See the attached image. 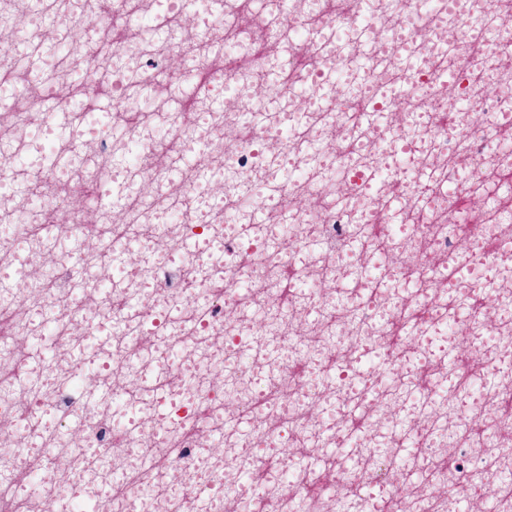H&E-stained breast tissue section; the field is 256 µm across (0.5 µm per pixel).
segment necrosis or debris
Returning a JSON list of instances; mask_svg holds the SVG:
<instances>
[{
  "label": "necrosis or debris",
  "instance_id": "obj_1",
  "mask_svg": "<svg viewBox=\"0 0 512 512\" xmlns=\"http://www.w3.org/2000/svg\"><path fill=\"white\" fill-rule=\"evenodd\" d=\"M500 8L271 0L292 41L282 60L259 51L262 21L232 24L210 0H0L20 20L17 44L55 21L41 51L71 87L60 97L0 51L17 133L0 146L7 512L71 491L98 512H196L201 498L209 512H456L487 499L512 512V415L496 409L512 396V180L499 177L512 169V27ZM301 29L323 37L295 42ZM178 57L209 75L188 107L182 75L165 69ZM272 72L267 117L251 121ZM161 98L181 106L159 124ZM54 112L71 114L68 137ZM24 149L68 163L35 176L15 161ZM285 164L301 175L269 202L259 187ZM47 182L63 195L45 197ZM80 195L101 222L72 205ZM73 238L97 248L73 252ZM190 238L223 250H184ZM489 240L501 249L476 265ZM463 333L480 352L465 372L438 357ZM19 336L88 359L31 365ZM371 353L384 363L363 368ZM216 436L221 451L186 462Z\"/></svg>",
  "mask_w": 512,
  "mask_h": 512
}]
</instances>
